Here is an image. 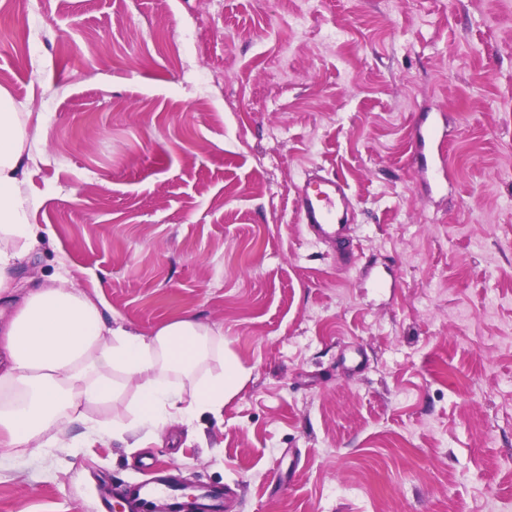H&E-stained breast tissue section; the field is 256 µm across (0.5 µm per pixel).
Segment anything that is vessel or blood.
I'll return each mask as SVG.
<instances>
[{"mask_svg":"<svg viewBox=\"0 0 512 512\" xmlns=\"http://www.w3.org/2000/svg\"><path fill=\"white\" fill-rule=\"evenodd\" d=\"M448 140V130L427 115L415 126L413 163L428 186L440 187L447 171V158L438 149ZM295 207L301 224L318 241L334 244L336 262L348 268L356 256L345 234L353 209L347 182L339 175L312 171L295 194ZM104 512H222L224 491L217 486H201L196 494L181 493L169 473L155 470L151 479L118 487L113 496L103 498Z\"/></svg>","mask_w":512,"mask_h":512,"instance_id":"b4317fda","label":"vessel or blood"}]
</instances>
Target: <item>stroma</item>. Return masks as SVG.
I'll list each match as a JSON object with an SVG mask.
<instances>
[{
    "instance_id": "obj_1",
    "label": "stroma",
    "mask_w": 512,
    "mask_h": 512,
    "mask_svg": "<svg viewBox=\"0 0 512 512\" xmlns=\"http://www.w3.org/2000/svg\"><path fill=\"white\" fill-rule=\"evenodd\" d=\"M0 86L37 158L17 280L64 274L146 335L194 318L245 370L148 447L0 467V512H92L148 457L224 512L512 500V0H0ZM315 167L350 187L353 267L296 221ZM448 140V130L445 126L424 115L415 126L413 164L424 175L428 187L438 188L447 171V155H442V146ZM436 146L437 156L434 154ZM445 179V178H444Z\"/></svg>"
}]
</instances>
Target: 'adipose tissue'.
<instances>
[{
    "label": "adipose tissue",
    "mask_w": 512,
    "mask_h": 512,
    "mask_svg": "<svg viewBox=\"0 0 512 512\" xmlns=\"http://www.w3.org/2000/svg\"><path fill=\"white\" fill-rule=\"evenodd\" d=\"M28 118L0 88V462L56 447L74 422L101 434L86 407L111 402L132 380L134 417L109 428L132 447L158 427L221 411L243 374L219 331L189 318L148 336L110 326L102 303L59 277L19 292L13 267L37 244L22 189L33 161Z\"/></svg>",
    "instance_id": "obj_1"
}]
</instances>
